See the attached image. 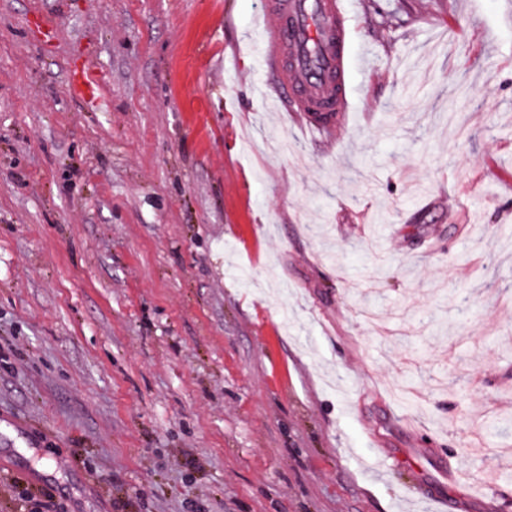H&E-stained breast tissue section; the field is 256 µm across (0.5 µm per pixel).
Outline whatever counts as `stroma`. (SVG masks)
<instances>
[{"label":"stroma","mask_w":512,"mask_h":512,"mask_svg":"<svg viewBox=\"0 0 512 512\" xmlns=\"http://www.w3.org/2000/svg\"><path fill=\"white\" fill-rule=\"evenodd\" d=\"M259 2L0 0V512H512V0H347L325 137Z\"/></svg>","instance_id":"stroma-1"}]
</instances>
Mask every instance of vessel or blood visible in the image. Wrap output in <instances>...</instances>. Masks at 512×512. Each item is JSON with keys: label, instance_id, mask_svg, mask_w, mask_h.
<instances>
[{"label": "vessel or blood", "instance_id": "b4317fda", "mask_svg": "<svg viewBox=\"0 0 512 512\" xmlns=\"http://www.w3.org/2000/svg\"><path fill=\"white\" fill-rule=\"evenodd\" d=\"M261 13L268 24L258 64L275 73L279 104L311 133L343 126L355 89L345 80L348 15L338 0H261Z\"/></svg>", "mask_w": 512, "mask_h": 512}]
</instances>
